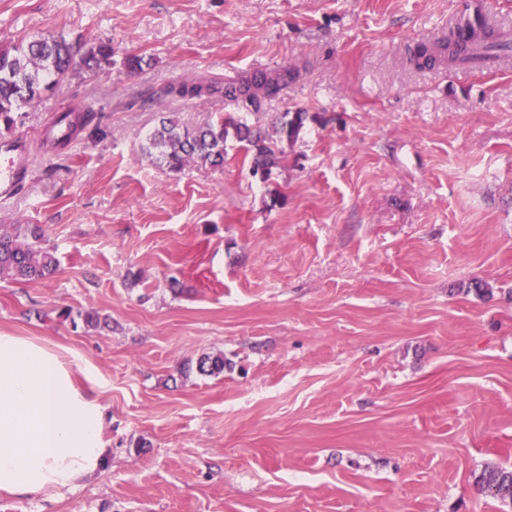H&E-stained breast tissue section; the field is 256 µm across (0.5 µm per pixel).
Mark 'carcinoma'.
<instances>
[{
	"instance_id": "1",
	"label": "carcinoma",
	"mask_w": 512,
	"mask_h": 512,
	"mask_svg": "<svg viewBox=\"0 0 512 512\" xmlns=\"http://www.w3.org/2000/svg\"><path fill=\"white\" fill-rule=\"evenodd\" d=\"M463 44L451 33L439 44L440 52L453 63L475 66L492 53L512 52V41L496 39L482 21L470 27ZM112 46L105 43L74 45L63 37H41L0 45V129L11 131L22 112L38 103L42 93L84 72L94 76L112 67ZM296 78V71L283 68L273 74L253 72L238 81L224 83V100L240 111L223 121L206 126H189L166 115L148 137L146 154L152 161L178 172L189 163L201 167L224 164L228 140L244 145L251 157L252 171L268 177L278 167L283 154L275 145L295 138L304 126L307 113L284 112L270 120L261 117L265 100L278 96ZM217 88L185 80L163 90V95L190 101ZM73 117L72 132L85 128L94 113L89 104L64 113ZM41 230L30 224H0V280H43L54 274L59 262L53 251L40 245ZM196 371L213 375L224 371V357L205 355L197 360ZM481 491L512 503V469L490 467L475 477Z\"/></svg>"
}]
</instances>
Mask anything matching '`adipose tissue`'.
I'll list each match as a JSON object with an SVG mask.
<instances>
[{"label":"adipose tissue","mask_w":512,"mask_h":512,"mask_svg":"<svg viewBox=\"0 0 512 512\" xmlns=\"http://www.w3.org/2000/svg\"><path fill=\"white\" fill-rule=\"evenodd\" d=\"M104 411L59 354L0 333V490L41 494L91 477L108 454Z\"/></svg>","instance_id":"obj_1"}]
</instances>
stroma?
Wrapping results in <instances>:
<instances>
[{
    "label": "stroma",
    "instance_id": "obj_1",
    "mask_svg": "<svg viewBox=\"0 0 512 512\" xmlns=\"http://www.w3.org/2000/svg\"><path fill=\"white\" fill-rule=\"evenodd\" d=\"M453 2L0 0V44L114 52L23 112L34 162L0 199L59 260L0 281V332L61 351L111 452L0 512H512L474 485L512 468V57H406ZM285 66L299 79L262 110L308 118L268 180L234 142L217 169L145 155L163 113L228 111L145 94ZM86 102L75 146L50 149V119ZM205 354L222 373L195 371Z\"/></svg>",
    "mask_w": 512,
    "mask_h": 512
}]
</instances>
